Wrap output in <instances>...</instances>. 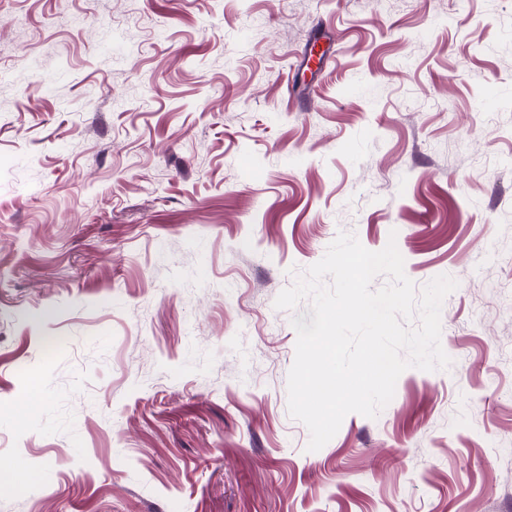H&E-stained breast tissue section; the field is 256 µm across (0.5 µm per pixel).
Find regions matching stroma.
<instances>
[{
  "label": "stroma",
  "mask_w": 512,
  "mask_h": 512,
  "mask_svg": "<svg viewBox=\"0 0 512 512\" xmlns=\"http://www.w3.org/2000/svg\"><path fill=\"white\" fill-rule=\"evenodd\" d=\"M342 231L457 281L451 365L311 452L274 301ZM0 469V512H512V0H0Z\"/></svg>",
  "instance_id": "1"
}]
</instances>
